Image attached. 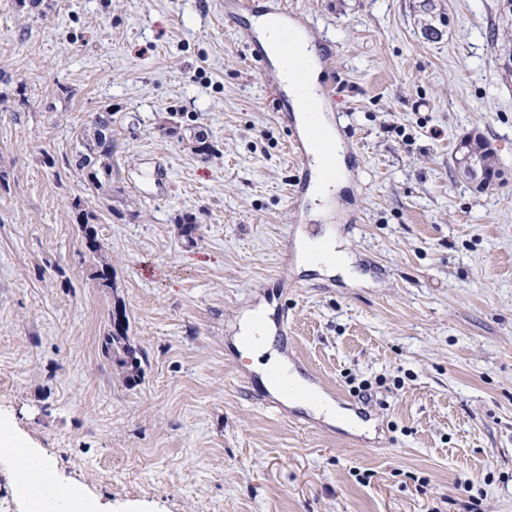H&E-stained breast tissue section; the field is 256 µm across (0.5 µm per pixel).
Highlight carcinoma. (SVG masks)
<instances>
[{"mask_svg": "<svg viewBox=\"0 0 512 512\" xmlns=\"http://www.w3.org/2000/svg\"><path fill=\"white\" fill-rule=\"evenodd\" d=\"M82 150L75 155L74 162L68 168L75 169L81 176L86 189L97 192L103 186H112V110L98 113L94 122L92 138L82 140ZM78 214V224L85 239L90 257L97 259L103 255L102 244L98 240L94 227L96 216L82 207V201L74 204ZM112 329L103 338L102 350L105 355L119 356L120 364L126 369L128 380L138 378L143 361L142 352L132 347L128 337V318L125 312L116 310L112 316Z\"/></svg>", "mask_w": 512, "mask_h": 512, "instance_id": "obj_1", "label": "carcinoma"}]
</instances>
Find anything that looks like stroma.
I'll list each match as a JSON object with an SVG mask.
<instances>
[{"label":"stroma","instance_id":"35a3bbf8","mask_svg":"<svg viewBox=\"0 0 512 512\" xmlns=\"http://www.w3.org/2000/svg\"><path fill=\"white\" fill-rule=\"evenodd\" d=\"M224 2L0 0V441L55 462L25 497L0 460V512H54L60 486L85 512H512V76L492 47L512 14L287 0L333 44L322 114L343 162L322 207L296 209L275 67L225 29ZM107 108L112 188L94 193L45 159L62 166ZM468 135L498 158L490 185L453 164ZM151 159L167 195L135 188ZM318 233L347 271L282 267ZM117 305L145 354L133 383L102 352ZM259 308L288 320L283 358L371 429L243 396L237 331ZM82 207V201L78 199L74 204V208L77 210L78 224L83 234V238L85 239V246L90 257L93 259H99V256H101V263L97 266L98 270L96 271V278L102 281L103 286L108 287L112 273V266L106 262L103 256L102 244L98 240L97 232L93 223V221L96 220V216L93 212L87 211V209Z\"/></svg>","mask_w":512,"mask_h":512}]
</instances>
